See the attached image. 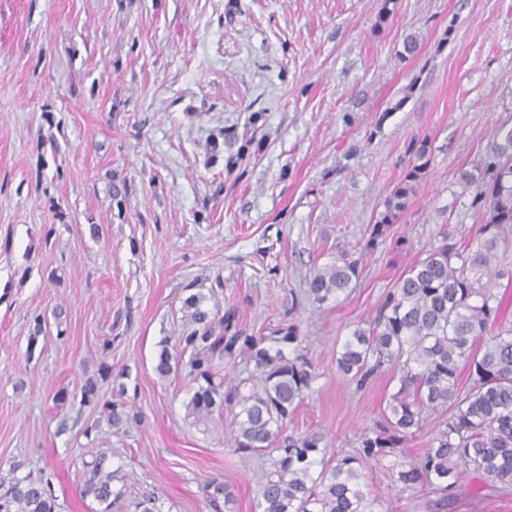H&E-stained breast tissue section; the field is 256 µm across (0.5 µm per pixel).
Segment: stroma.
<instances>
[{
	"label": "stroma",
	"instance_id": "obj_1",
	"mask_svg": "<svg viewBox=\"0 0 512 512\" xmlns=\"http://www.w3.org/2000/svg\"><path fill=\"white\" fill-rule=\"evenodd\" d=\"M383 2L0 0V471H46L60 512H99L82 459L103 447L126 498L255 512L261 457L231 451L229 418L188 417L185 372L153 370L192 294L232 329L305 336L319 377L291 429L347 452L379 420L389 372L356 389L336 344L420 245L475 243L487 212L460 174L512 127V0H397L384 21ZM423 140L425 178L366 249ZM344 250L364 255L357 287L312 304L314 269ZM90 378L142 423L118 432L81 405ZM393 463L364 469L386 512H431ZM214 479L232 510L209 501Z\"/></svg>",
	"mask_w": 512,
	"mask_h": 512
}]
</instances>
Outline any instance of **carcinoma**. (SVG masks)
<instances>
[{
	"instance_id": "1",
	"label": "carcinoma",
	"mask_w": 512,
	"mask_h": 512,
	"mask_svg": "<svg viewBox=\"0 0 512 512\" xmlns=\"http://www.w3.org/2000/svg\"><path fill=\"white\" fill-rule=\"evenodd\" d=\"M430 161L423 142L386 197L367 247L384 238L406 210ZM461 180L476 187V199L487 206L476 246H459L446 234L421 248L377 316L354 328L336 352L338 372L356 388L386 369L396 383L381 419L358 434L348 453L329 451L319 431H288V421L319 377L296 325L267 335L226 336L224 320L202 308L198 296L184 301L192 328L172 345L163 341L155 372L166 377L185 370L194 385L188 415L205 424L215 414L230 413L232 451L243 459L267 457L256 504L260 512H384L378 497L363 490V468L390 456L396 458L395 485L413 496L435 495L438 512L454 506L465 478L476 498L512 490V322L487 281L500 245L512 242V127L494 134L486 158ZM361 263L360 256L337 252L311 275L308 299L321 306L349 295ZM224 358L241 366L230 381L216 371V361ZM462 368L470 378L465 389L458 383ZM80 403L100 410L117 428L143 420L126 404L102 399L98 382L90 378L80 388ZM427 411H438L443 419L428 447L413 455L404 444L422 428ZM105 457L101 449L86 463L82 495L111 512L122 492L113 488L116 474L105 470ZM18 471L14 466L0 475V512H59L51 481ZM208 498H222L227 507L235 502V490L213 481Z\"/></svg>"
}]
</instances>
